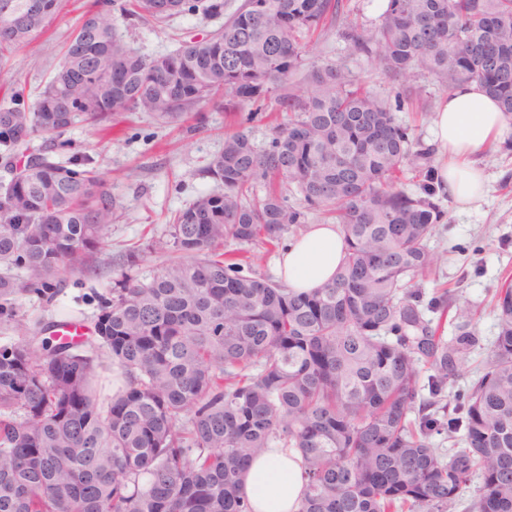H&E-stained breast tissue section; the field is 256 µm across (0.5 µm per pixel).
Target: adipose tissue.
<instances>
[{
	"mask_svg": "<svg viewBox=\"0 0 512 512\" xmlns=\"http://www.w3.org/2000/svg\"><path fill=\"white\" fill-rule=\"evenodd\" d=\"M433 133L439 192L458 212H468L486 190V176L474 158L511 137L512 122L496 99L469 81L449 91L434 118ZM346 253L339 226L310 225L283 247L276 262L278 276L295 292H313L332 280ZM304 485L298 452L275 447L251 462L241 492L253 512H299Z\"/></svg>",
	"mask_w": 512,
	"mask_h": 512,
	"instance_id": "obj_1",
	"label": "adipose tissue"
}]
</instances>
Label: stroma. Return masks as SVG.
Instances as JSON below:
<instances>
[{"instance_id":"1","label":"stroma","mask_w":512,"mask_h":512,"mask_svg":"<svg viewBox=\"0 0 512 512\" xmlns=\"http://www.w3.org/2000/svg\"><path fill=\"white\" fill-rule=\"evenodd\" d=\"M96 2L61 0L46 31L15 49L0 70V103L17 89L24 90L28 98H36L59 63L66 38L78 18ZM114 25L143 56L154 58L177 49L184 40L202 38L219 28L221 21L182 13L163 24H131L118 17ZM309 56L344 65L366 78L370 88L391 103L399 91L414 87L428 100V109L407 107L401 109L398 118L411 128L415 140L430 146L434 114L446 96L440 79L425 72L397 79L375 74L366 57L353 52L332 32L313 40ZM197 118L203 126L193 133L186 132L184 125L164 124L136 112L121 117L107 138L101 137L97 129L78 124L54 142L34 139V147L48 148L62 162L74 155L92 156L117 208L108 226L109 246L100 254L99 266L72 277L51 299L35 294L17 297L18 317L33 326L64 318L92 325L100 297L112 280L113 261L119 251L150 239L157 242V249L133 270L140 277L169 259L165 247L167 224L176 212L214 189L215 183L206 177L204 169L223 150L224 133L232 123L229 114L213 106L204 108ZM478 162L487 176L484 199L475 209L459 214L448 198L438 197L444 217L428 247L439 262L415 280L423 300H430L439 289L452 288L476 312L475 326L482 346L462 371L456 383L460 389L470 383L476 366L485 361L494 345L498 326L492 298L505 282L512 281V151L497 145L483 152Z\"/></svg>"}]
</instances>
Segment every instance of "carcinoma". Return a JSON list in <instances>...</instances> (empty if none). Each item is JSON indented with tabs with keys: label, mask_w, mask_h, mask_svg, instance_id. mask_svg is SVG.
I'll return each mask as SVG.
<instances>
[{
	"label": "carcinoma",
	"mask_w": 512,
	"mask_h": 512,
	"mask_svg": "<svg viewBox=\"0 0 512 512\" xmlns=\"http://www.w3.org/2000/svg\"><path fill=\"white\" fill-rule=\"evenodd\" d=\"M13 2L1 62L59 7ZM156 2L124 0L118 11L131 23L224 12V0ZM331 28L387 77L426 71L447 91L480 83L512 121V0H388L373 27L351 19L347 0H244L219 30L153 59L89 10L38 98L16 92L0 108L15 171L0 182V318L19 330L14 299L87 268L108 246L114 208L92 157L66 168L30 150L33 137L126 112L183 122L206 104L288 113L262 150L244 121L224 133L205 169L216 188L167 225L175 257L142 280L119 270L91 353L52 321L38 342L0 345V512H252L244 474L275 441L303 458L301 512H449L476 476L469 512H512V283L495 295L493 349L468 390L454 391L480 347L472 309L452 290L431 298L435 313L455 308L445 343L412 285L435 263L436 167L430 152L412 154L408 128L366 83L310 62L311 37ZM307 66L309 89L280 92ZM408 163L418 195L394 186ZM291 185L347 242L332 281L311 294L243 274L253 249L303 223ZM152 247L116 262L135 266ZM109 367L122 378L111 396L100 384ZM461 429L467 447H435L433 437Z\"/></svg>",
	"instance_id": "1"
}]
</instances>
